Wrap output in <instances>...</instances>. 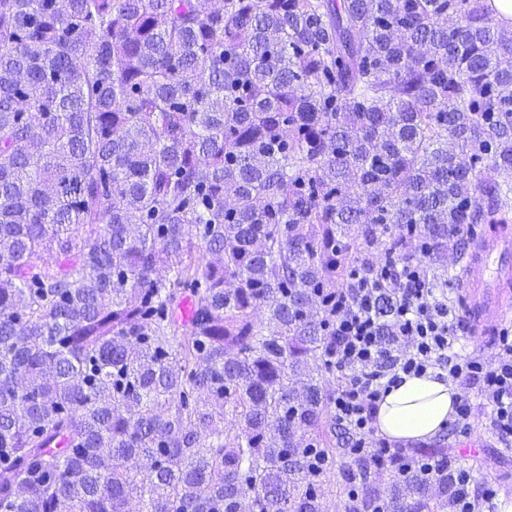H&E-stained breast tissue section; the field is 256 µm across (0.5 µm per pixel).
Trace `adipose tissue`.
I'll list each match as a JSON object with an SVG mask.
<instances>
[{
	"label": "adipose tissue",
	"instance_id": "ef3b65f1",
	"mask_svg": "<svg viewBox=\"0 0 512 512\" xmlns=\"http://www.w3.org/2000/svg\"><path fill=\"white\" fill-rule=\"evenodd\" d=\"M462 394L457 382L436 369L403 376L380 399L373 426L392 442L433 438L453 420Z\"/></svg>",
	"mask_w": 512,
	"mask_h": 512
}]
</instances>
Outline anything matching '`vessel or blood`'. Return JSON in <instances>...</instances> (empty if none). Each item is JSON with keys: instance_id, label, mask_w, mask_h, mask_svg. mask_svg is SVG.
Segmentation results:
<instances>
[{"instance_id": "obj_1", "label": "vessel or blood", "mask_w": 512, "mask_h": 512, "mask_svg": "<svg viewBox=\"0 0 512 512\" xmlns=\"http://www.w3.org/2000/svg\"><path fill=\"white\" fill-rule=\"evenodd\" d=\"M458 266L457 300L467 330L473 338L492 340L512 311V240L480 237Z\"/></svg>"}]
</instances>
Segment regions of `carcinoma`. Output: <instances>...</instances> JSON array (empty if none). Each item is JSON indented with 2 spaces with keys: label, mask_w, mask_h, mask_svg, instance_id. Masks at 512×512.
Returning a JSON list of instances; mask_svg holds the SVG:
<instances>
[{
  "label": "carcinoma",
  "mask_w": 512,
  "mask_h": 512,
  "mask_svg": "<svg viewBox=\"0 0 512 512\" xmlns=\"http://www.w3.org/2000/svg\"><path fill=\"white\" fill-rule=\"evenodd\" d=\"M466 224H512L488 0H0V512H322L329 301ZM395 488L346 512L448 507Z\"/></svg>",
  "instance_id": "obj_1"
}]
</instances>
